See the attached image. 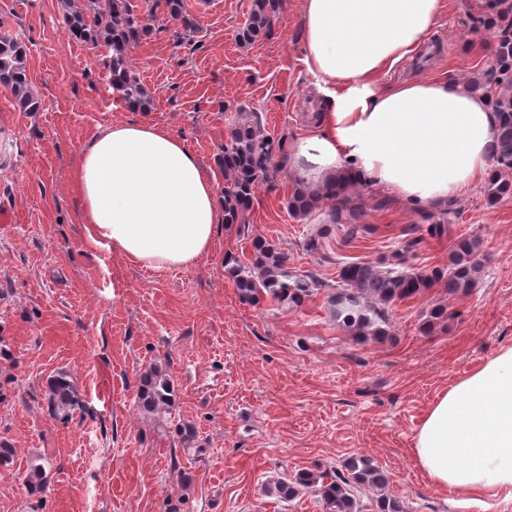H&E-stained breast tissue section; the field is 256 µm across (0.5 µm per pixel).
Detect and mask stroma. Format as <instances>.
Wrapping results in <instances>:
<instances>
[{"label": "stroma", "mask_w": 512, "mask_h": 512, "mask_svg": "<svg viewBox=\"0 0 512 512\" xmlns=\"http://www.w3.org/2000/svg\"><path fill=\"white\" fill-rule=\"evenodd\" d=\"M197 30L176 38L158 30L129 60L154 97L133 111L112 96L104 49L75 42L58 0H0V31L24 37L42 107L16 111L0 90V199L16 221L0 224V442L15 450L0 468V512H324L305 493L288 503L266 494L269 480L299 469L336 472L353 456L372 459L386 491L405 512H512L502 496L429 485L412 443L433 401L458 379L512 346V197L491 205L476 183L458 201L450 237L426 238L420 265L448 263L454 237L483 241L485 275L465 296L444 286L396 303L390 336L360 342L331 318L327 297L343 261H374L419 223L398 201L375 209L378 191L353 189L373 233L352 239L333 229L320 253L305 243L314 219L284 204L293 175L260 185L248 215L252 236L277 244L288 268L318 286L298 307L241 300L225 262L250 263V238L220 227L213 254L191 268L153 271L105 249L89 248L70 190L80 150L115 122L147 121L183 140L224 188L218 157L228 119L259 113L266 131L296 143L309 129L318 94L303 62L302 0H281L270 34L249 48L238 32L250 0H183ZM485 0H449L421 47L386 81L452 73L477 77L493 52L477 18ZM453 313L432 335L419 330L431 302ZM166 370L175 391L171 415L140 412L136 393L149 366ZM69 372L82 406L55 418L47 381ZM48 455L46 491L29 497L30 460Z\"/></svg>", "instance_id": "1"}]
</instances>
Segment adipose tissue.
Masks as SVG:
<instances>
[{"label":"adipose tissue","mask_w":512,"mask_h":512,"mask_svg":"<svg viewBox=\"0 0 512 512\" xmlns=\"http://www.w3.org/2000/svg\"><path fill=\"white\" fill-rule=\"evenodd\" d=\"M444 9L445 0H303L304 62L321 105L289 164L310 189L358 181L425 209L492 176L498 118L483 94L446 75L382 82ZM72 191L90 246L152 270L199 264L224 219L210 173L145 121L113 123L83 145ZM413 452L436 488L512 500V346L438 397Z\"/></svg>","instance_id":"1"}]
</instances>
